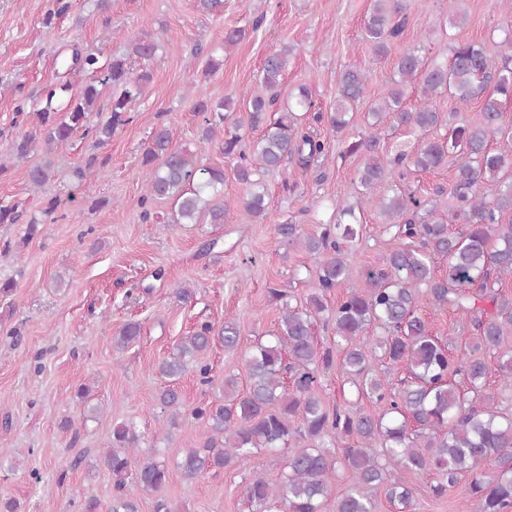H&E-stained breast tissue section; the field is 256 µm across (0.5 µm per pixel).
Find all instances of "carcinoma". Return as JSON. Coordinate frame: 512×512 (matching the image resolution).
<instances>
[{"label":"carcinoma","instance_id":"cac0c4a2","mask_svg":"<svg viewBox=\"0 0 512 512\" xmlns=\"http://www.w3.org/2000/svg\"><path fill=\"white\" fill-rule=\"evenodd\" d=\"M407 16L404 0H373L364 23L365 39L380 56L388 53L403 34ZM505 39L491 51L471 42L452 47L450 60L430 61L422 47L399 52L385 95L373 102L372 121L349 142L341 157L357 156L356 192L377 209L397 244L382 254L366 272L368 288L349 289L330 307L324 297L349 279L347 256L353 248L360 220L351 206L342 208L336 222L320 225L309 234L301 224H278L276 235L296 244L316 259L315 289L304 306H294L292 295L268 289L269 301L282 311L276 333L258 338L243 355L249 384L238 387V377H224V402L203 403L190 415L203 428L199 443L183 451L177 468L187 480L233 465L248 463L261 452L286 453L279 480L272 482L254 472L243 497L258 512H324L338 471L349 470L353 484L336 498L334 512H375L374 492L408 508L414 489L408 476L432 472L438 482L434 495L446 493L461 474L471 475L469 492L479 512H512V414L497 410L494 396L483 392L491 372L512 382V295L494 290L503 275L512 276V121L504 102L512 99V25ZM131 54L155 58L158 40L139 35L131 39ZM286 47L271 52L257 75L254 89L237 101L198 97L194 111L203 115L202 139L221 136L224 155L235 161L233 175L245 189L244 210L254 218L267 215L264 177L290 160L307 171L325 154L328 144L299 124L297 113L315 106L312 91L301 85L293 103L278 105L277 86L288 68ZM72 65L103 72L95 83L75 92L70 83L51 84L24 116L29 129L0 156V175L9 171V159H23L41 142L51 149L76 131L92 134L104 144L131 121L136 99L151 81L145 70L130 71L127 60L115 57L100 63L93 53L76 52ZM366 73L356 65L341 75L336 109L314 119L340 133L351 124L350 113L363 99ZM109 87V117L93 126L89 115ZM419 91L417 103H407L408 89ZM448 94L461 106L481 101L480 121L458 124L443 121L433 98ZM247 113L250 128L260 136L250 144L239 133L242 121L232 118L237 107ZM389 122L414 137L413 150L399 145L384 148L376 126ZM455 157L452 203L440 200L438 187L430 199H420L409 187L412 174L434 170ZM148 204L172 201L171 222L224 223V171L196 163V154L171 145L170 130L156 127L142 154ZM51 165L28 171L32 188L51 178ZM386 187L389 195H377ZM23 211L14 203L0 204V224H17ZM460 224L451 231L448 220ZM450 307L470 316L469 352L453 356L448 345L432 335L420 316L423 305ZM333 331L334 345L322 347L317 326ZM381 330L371 336L369 331ZM141 335L137 322L125 323L115 338L123 350ZM224 348L239 343L235 318L216 327L202 323L184 337L176 353L162 360L160 375L178 380L192 364L201 381L210 382V367L199 360L215 340ZM340 352L342 372L357 397L367 399L371 411L326 405L318 387L320 373L336 365ZM498 358L491 369L485 355ZM404 366L408 376L395 388L387 379ZM464 383L472 399L458 390ZM161 412L173 421L181 416L177 391L168 387L157 398ZM354 443H349V440ZM104 464L114 480L109 512H139L140 492H160L169 469L158 457L138 455V435L132 421L112 428V448ZM73 505L79 512H99V501L81 491Z\"/></svg>","mask_w":512,"mask_h":512}]
</instances>
